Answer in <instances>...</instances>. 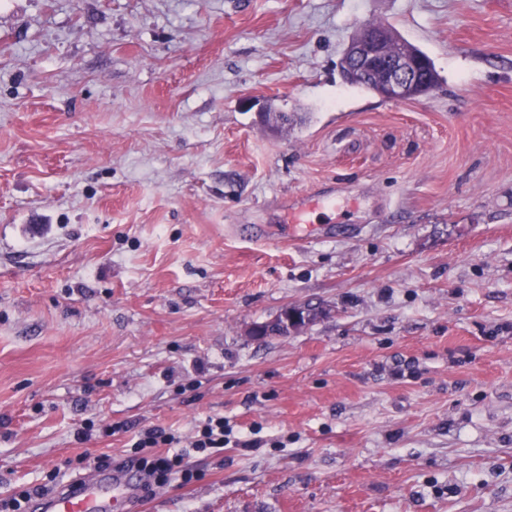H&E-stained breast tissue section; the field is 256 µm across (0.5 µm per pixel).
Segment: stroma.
I'll return each instance as SVG.
<instances>
[{
    "instance_id": "35a3bbf8",
    "label": "stroma",
    "mask_w": 512,
    "mask_h": 512,
    "mask_svg": "<svg viewBox=\"0 0 512 512\" xmlns=\"http://www.w3.org/2000/svg\"><path fill=\"white\" fill-rule=\"evenodd\" d=\"M377 21L439 88L343 79ZM213 415L131 512H512V0H0V494ZM362 29H382L386 31L389 35V42L386 49L388 55L406 52L424 58L427 61L426 73L428 75L430 87L433 90L438 86L439 77L431 59L423 51L402 38L393 26L381 22H371L365 24ZM336 199L314 200L304 197L297 203H290L285 206L284 213L289 224V238H301L303 236H313L318 229L317 215L325 209L336 211ZM231 430L224 423V417H209L197 427L189 448L167 450L163 454L139 455L144 448H174L175 438L162 429H152L141 435L133 444V461L148 479L157 482L175 478L180 479L183 485L190 484L195 475L188 469H182L183 458L191 451L224 450V445L230 440ZM163 445V446H161ZM168 446V447H165Z\"/></svg>"
}]
</instances>
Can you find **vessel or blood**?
Here are the masks:
<instances>
[{"label": "vessel or blood", "mask_w": 512, "mask_h": 512, "mask_svg": "<svg viewBox=\"0 0 512 512\" xmlns=\"http://www.w3.org/2000/svg\"><path fill=\"white\" fill-rule=\"evenodd\" d=\"M335 207V200L307 197L286 205L284 213L288 219L289 237L314 235L319 213ZM138 486L139 476L135 471L95 468L86 477L38 498L32 508L34 512H129Z\"/></svg>", "instance_id": "1"}]
</instances>
